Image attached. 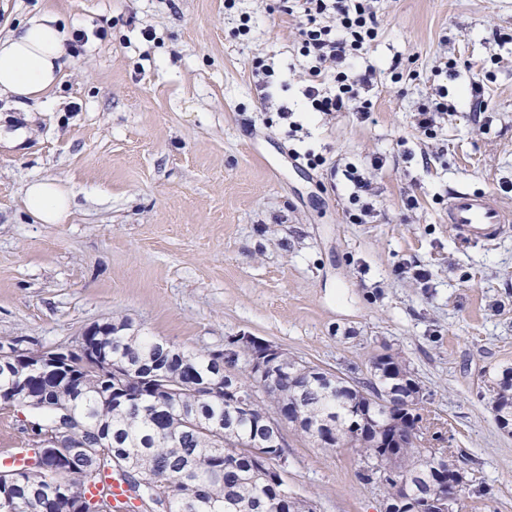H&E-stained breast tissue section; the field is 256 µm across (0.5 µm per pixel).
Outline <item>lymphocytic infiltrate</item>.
Wrapping results in <instances>:
<instances>
[{
  "mask_svg": "<svg viewBox=\"0 0 512 512\" xmlns=\"http://www.w3.org/2000/svg\"><path fill=\"white\" fill-rule=\"evenodd\" d=\"M280 8L299 22L304 95L313 111L370 112L366 94L376 71L362 60L381 31L372 0H280Z\"/></svg>",
  "mask_w": 512,
  "mask_h": 512,
  "instance_id": "f902f5d3",
  "label": "lymphocytic infiltrate"
}]
</instances>
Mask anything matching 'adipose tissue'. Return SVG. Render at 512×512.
<instances>
[{
    "mask_svg": "<svg viewBox=\"0 0 512 512\" xmlns=\"http://www.w3.org/2000/svg\"><path fill=\"white\" fill-rule=\"evenodd\" d=\"M66 31L51 10L36 14L22 27L0 38V95L18 108L48 96L68 62ZM29 213L40 223L60 224L71 211L69 189L57 180L29 182L23 191Z\"/></svg>",
    "mask_w": 512,
    "mask_h": 512,
    "instance_id": "1",
    "label": "adipose tissue"
}]
</instances>
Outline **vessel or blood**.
<instances>
[{
  "mask_svg": "<svg viewBox=\"0 0 512 512\" xmlns=\"http://www.w3.org/2000/svg\"><path fill=\"white\" fill-rule=\"evenodd\" d=\"M447 210L450 229L466 241L489 244L512 230V212L488 192L454 191Z\"/></svg>",
  "mask_w": 512,
  "mask_h": 512,
  "instance_id": "1",
  "label": "vessel or blood"
}]
</instances>
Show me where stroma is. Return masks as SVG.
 <instances>
[{"label": "stroma", "instance_id": "1", "mask_svg": "<svg viewBox=\"0 0 512 512\" xmlns=\"http://www.w3.org/2000/svg\"><path fill=\"white\" fill-rule=\"evenodd\" d=\"M375 7L365 117L303 109L298 24L276 0H0V36L47 9L90 35L48 98L21 110L0 96V337L52 347L124 320L208 351L244 331L357 380L376 353L402 352L439 447L470 473L462 512H512V433L484 394L512 368V232L468 245L446 214L458 187L512 209V40L495 39L512 37V0ZM243 12L246 40L233 35ZM444 54L455 68L433 75ZM257 58L275 69L265 92ZM440 85L453 113L429 139L416 110ZM377 157L376 211L358 224L345 169ZM41 178L73 193L64 223L24 207ZM287 452L288 486L317 512H383L352 449L292 436Z\"/></svg>", "mask_w": 512, "mask_h": 512}]
</instances>
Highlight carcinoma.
<instances>
[{
	"label": "carcinoma",
	"mask_w": 512,
	"mask_h": 512,
	"mask_svg": "<svg viewBox=\"0 0 512 512\" xmlns=\"http://www.w3.org/2000/svg\"><path fill=\"white\" fill-rule=\"evenodd\" d=\"M93 338L104 357L126 375V387L113 390L112 373L97 361L75 356L62 373L42 380L25 410L38 415L31 423L27 445L37 460L12 466L0 475V512H97V501L87 486L106 470L120 474L129 487L149 502L154 494L171 499V512H312L311 504L295 497L283 483L269 485L265 474L252 472L249 454L257 437L250 419L277 403L299 406L292 426L302 440L312 439V426L327 423L334 447L351 448L361 460L392 454L396 471L379 483L386 497L405 494L429 497L448 484L459 457L446 448L421 445L433 422L423 419L417 441L397 448H379L387 435L384 413L367 408L366 430L353 428V408L362 398L349 391L336 376L312 377L298 373L290 382L291 362H283L265 395L248 403L247 410L224 391L199 394L174 388L155 398L148 376L162 370L171 379L184 376V362L200 383L218 380L221 367L214 352H192L149 336H140L123 323L107 322ZM26 375L22 365L0 366V411H16L6 392ZM79 422L76 437L85 448L69 460L65 448L40 455L41 443L50 441L49 426L61 410Z\"/></svg>",
	"instance_id": "obj_1"
}]
</instances>
